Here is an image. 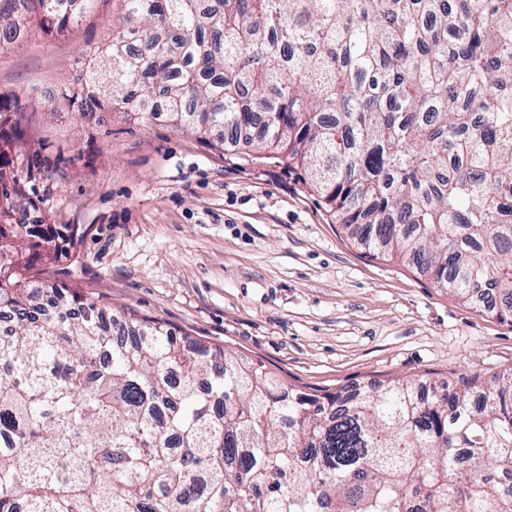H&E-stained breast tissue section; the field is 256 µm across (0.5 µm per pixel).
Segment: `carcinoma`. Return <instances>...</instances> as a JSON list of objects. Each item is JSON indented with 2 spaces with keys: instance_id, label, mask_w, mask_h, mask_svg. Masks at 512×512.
I'll return each instance as SVG.
<instances>
[{
  "instance_id": "cac0c4a2",
  "label": "carcinoma",
  "mask_w": 512,
  "mask_h": 512,
  "mask_svg": "<svg viewBox=\"0 0 512 512\" xmlns=\"http://www.w3.org/2000/svg\"><path fill=\"white\" fill-rule=\"evenodd\" d=\"M98 0H0V45ZM96 111L165 112L288 166L370 253L512 322V0H122ZM0 96V127L25 113ZM0 168V512H512V370L308 393L48 282Z\"/></svg>"
}]
</instances>
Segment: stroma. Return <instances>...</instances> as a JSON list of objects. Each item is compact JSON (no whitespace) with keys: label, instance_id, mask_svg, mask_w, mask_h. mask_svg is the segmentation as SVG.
<instances>
[{"label":"stroma","instance_id":"obj_1","mask_svg":"<svg viewBox=\"0 0 512 512\" xmlns=\"http://www.w3.org/2000/svg\"><path fill=\"white\" fill-rule=\"evenodd\" d=\"M121 13L99 0L62 35L0 46V94L26 107L6 157L51 169L28 184L35 206L19 217L80 234L67 260H37L45 278L262 362L300 390L455 385L512 368V323L366 253L287 162L213 149L163 118L105 111L89 126L45 110L84 80Z\"/></svg>","mask_w":512,"mask_h":512}]
</instances>
